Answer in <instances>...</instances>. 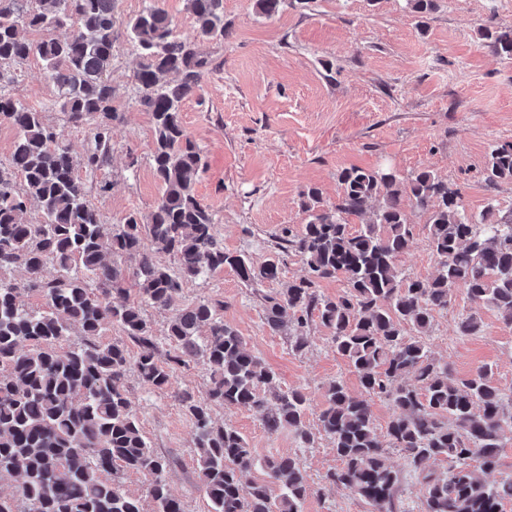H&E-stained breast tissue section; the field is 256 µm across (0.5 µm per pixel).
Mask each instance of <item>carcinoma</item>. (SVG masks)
I'll return each mask as SVG.
<instances>
[{"instance_id":"cac0c4a2","label":"carcinoma","mask_w":512,"mask_h":512,"mask_svg":"<svg viewBox=\"0 0 512 512\" xmlns=\"http://www.w3.org/2000/svg\"><path fill=\"white\" fill-rule=\"evenodd\" d=\"M188 2L197 38L229 35L224 0ZM285 2L255 0L256 12L272 19ZM113 3L0 0V70L39 58L69 119L93 122V144L77 157L43 111L0 94V122L17 133L9 164L0 165V273L24 268L27 287L45 300L41 310L24 307L19 288L0 277V476L20 478L14 491L0 492V512H142L140 499L124 489L130 472L151 477L153 512H183L168 488L167 462L152 450L131 408L125 379L133 369L143 383L163 390L175 367L197 360L209 371L207 397L185 392L179 401L195 428L210 512H302L309 485L297 458L256 462L245 437L213 419L210 404L264 409L271 393L275 408L264 417L267 432L288 429L307 444L306 393L277 390L275 374L224 323L222 303H178L188 281L229 268L254 285L278 279L280 264L272 258L256 267L245 255L224 250L212 214L196 196L205 162L181 123L180 106L200 90L208 60L174 35L173 20L155 5L126 29L141 58L135 79L139 103L153 118L151 164L161 195L148 216L130 213L120 224H105L76 175L79 168L98 170L109 157ZM64 26L73 28L70 36L50 35ZM25 29L42 37L31 40ZM481 38L492 53L512 57V29L486 28ZM485 180L491 186L512 183V142L492 147ZM337 182L332 204L315 187L302 193L308 220L282 238L307 276L265 296V320L273 331L288 313L299 327L317 317L364 390L354 396L340 380L326 388L319 432L341 461L327 479L373 512H396L401 479L386 456V449L396 448L423 474L424 512H503L512 502V479L491 485L483 478L499 466L503 433L512 425L493 366L460 378L406 328L428 332L432 312L448 308L459 288L512 327V218L500 216L493 204L477 217L467 215L459 192L425 169L401 176L351 167L339 172ZM31 200L42 212L37 224L23 219ZM407 200L427 216L439 264L431 280L410 278L398 264L413 241ZM350 215L368 220L354 231ZM155 249L173 255L177 269L157 263ZM133 258L141 301L171 312L165 336L174 354L164 362L141 305L113 302L127 292L124 263ZM49 266L56 276L45 280ZM338 277L346 283L342 294H317L320 280ZM112 321L137 345L136 355L123 344L97 341ZM480 327L474 314L458 318L462 336ZM73 334L81 342L61 347ZM374 396L394 408L383 435L371 412ZM444 461L446 471L431 468ZM256 464L268 479L243 485L244 472Z\"/></svg>"}]
</instances>
